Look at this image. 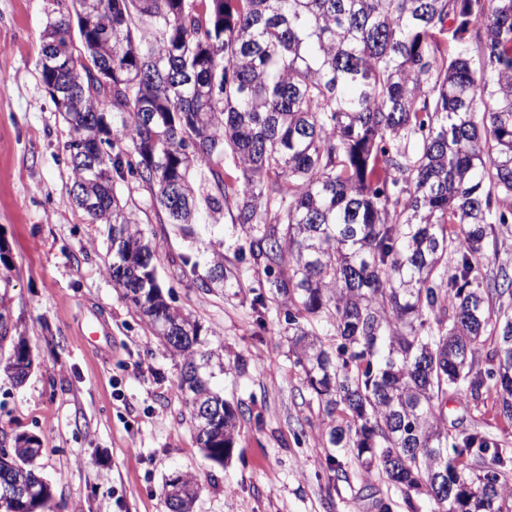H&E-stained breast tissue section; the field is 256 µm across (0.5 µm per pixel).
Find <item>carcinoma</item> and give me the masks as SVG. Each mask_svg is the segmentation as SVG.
<instances>
[{
    "instance_id": "obj_1",
    "label": "carcinoma",
    "mask_w": 512,
    "mask_h": 512,
    "mask_svg": "<svg viewBox=\"0 0 512 512\" xmlns=\"http://www.w3.org/2000/svg\"><path fill=\"white\" fill-rule=\"evenodd\" d=\"M42 35L45 87L71 93L70 191L108 226L105 274L182 359L177 390L205 456L233 447L241 404L211 386L245 363L205 347L159 284L157 245L119 196L131 176L186 234L224 209L259 275L263 327L284 314L289 356L328 420L330 471L377 470L398 493L378 512H512V448L478 427L448 432L441 404L495 395L512 421V0H71ZM112 66V82L97 77ZM108 151L92 158L82 146ZM180 275L241 287L214 253ZM25 338L0 369L27 372ZM207 404L208 432L191 402ZM38 439L0 458V512H50ZM33 492L7 497L13 485ZM164 492L192 512L198 484Z\"/></svg>"
}]
</instances>
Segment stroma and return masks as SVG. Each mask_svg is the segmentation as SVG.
<instances>
[{
	"label": "stroma",
	"mask_w": 512,
	"mask_h": 512,
	"mask_svg": "<svg viewBox=\"0 0 512 512\" xmlns=\"http://www.w3.org/2000/svg\"><path fill=\"white\" fill-rule=\"evenodd\" d=\"M54 0H0V297L9 333L0 359L25 336L35 365L22 384L0 372V443L37 436L36 466L53 489L54 512H166L164 485L193 474V512H377L368 488L393 495L378 472L332 482L334 455L317 407L302 403L301 376L288 359L282 315L259 327L249 306L258 277L238 262L240 234L229 217L184 236L160 222L135 178L120 189L157 243L158 282L202 326L207 347L242 356L245 374H217L224 399L244 403L223 464L196 441L190 410L176 390L180 359L165 352L145 320L103 271L107 227L90 223L69 194L67 129L38 71L41 35ZM224 255L241 285L204 292L179 278V257ZM103 330L96 344L86 324ZM448 426L478 424L512 445V424L492 401L443 404Z\"/></svg>",
	"instance_id": "1"
}]
</instances>
